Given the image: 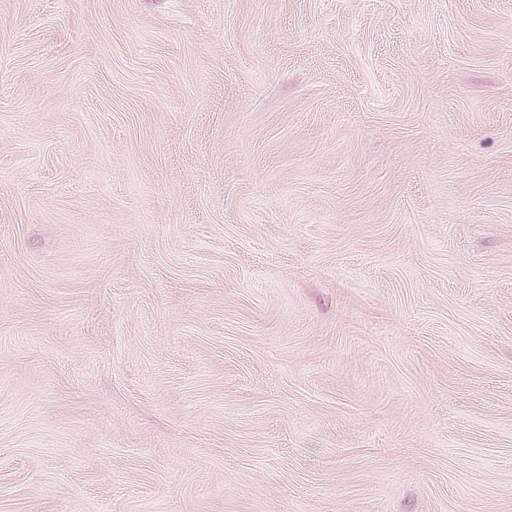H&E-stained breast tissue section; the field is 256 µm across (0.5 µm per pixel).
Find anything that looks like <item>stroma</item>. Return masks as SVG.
<instances>
[{
  "label": "stroma",
  "instance_id": "stroma-1",
  "mask_svg": "<svg viewBox=\"0 0 512 512\" xmlns=\"http://www.w3.org/2000/svg\"><path fill=\"white\" fill-rule=\"evenodd\" d=\"M0 512H512V0H0Z\"/></svg>",
  "mask_w": 512,
  "mask_h": 512
}]
</instances>
